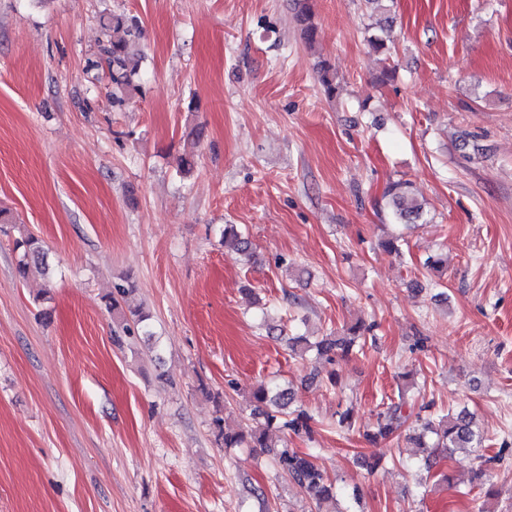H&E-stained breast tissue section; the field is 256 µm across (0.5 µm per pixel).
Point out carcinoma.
Instances as JSON below:
<instances>
[{
	"label": "carcinoma",
	"mask_w": 512,
	"mask_h": 512,
	"mask_svg": "<svg viewBox=\"0 0 512 512\" xmlns=\"http://www.w3.org/2000/svg\"><path fill=\"white\" fill-rule=\"evenodd\" d=\"M298 20L303 25L304 38L312 44L316 40L317 28L312 21V13L307 3H302ZM100 39L94 58L88 61V69L101 70L112 84V103L121 105L125 98L137 90L142 57L132 50L133 44L141 38L142 30L124 13L112 12L99 18ZM319 80L326 96L336 95V76L330 65L323 62L319 67ZM385 195L391 199L393 215L400 223H412L422 217L423 207L415 198L412 184L399 180L389 184ZM224 246L235 249L245 258H252L251 246L242 231L235 224L224 225L222 231ZM21 254L14 272L20 279H26L37 270L46 272L43 249L39 239L27 235L16 242ZM134 291L131 284H117L107 296L110 310L120 307L121 303ZM354 336L326 335L315 340L307 336L289 339L293 350L303 356L310 351L316 352L328 361L337 355L347 356L356 346ZM251 425L241 430H231L224 426L223 419H215L218 437L226 448H258L260 452L285 473L289 479L301 488L313 503L315 512H321L322 505L335 502L336 484L329 480L313 463L310 455L300 453L288 444L279 443L270 434L273 426L289 430L295 434L310 432L311 416L296 405L295 391L288 386L268 387L263 384L249 393ZM404 397L391 403L386 410L378 413L375 431L367 434L368 439H389L396 435L407 423L404 411ZM421 432L415 437L416 447L424 449L427 455L421 458L423 466L431 469L433 458L453 452L457 448H479L482 435L477 428L472 413L465 407L453 414L437 419L421 420Z\"/></svg>",
	"instance_id": "1"
}]
</instances>
